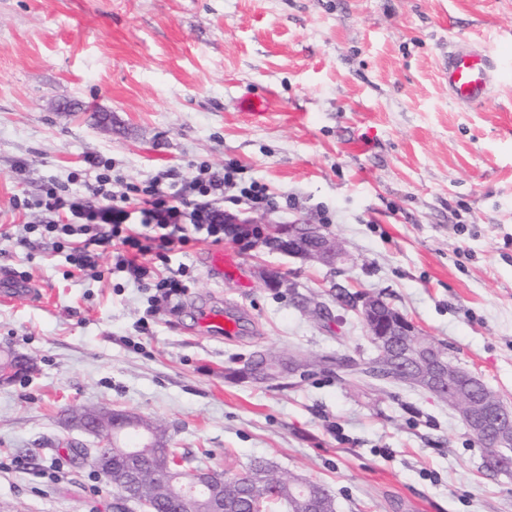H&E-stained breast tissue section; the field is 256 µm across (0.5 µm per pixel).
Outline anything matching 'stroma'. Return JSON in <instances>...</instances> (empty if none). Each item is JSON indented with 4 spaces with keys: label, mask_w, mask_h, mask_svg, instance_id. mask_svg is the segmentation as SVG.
<instances>
[{
    "label": "stroma",
    "mask_w": 512,
    "mask_h": 512,
    "mask_svg": "<svg viewBox=\"0 0 512 512\" xmlns=\"http://www.w3.org/2000/svg\"><path fill=\"white\" fill-rule=\"evenodd\" d=\"M512 59V0H0V266L34 302L0 296V348L30 360L0 385V512H115L79 449L75 409L119 408L210 469L262 459L330 487L336 512H512V475L448 404L314 370L271 389L239 378L254 351L368 357L348 304L382 296L512 405V73L482 105L448 93V44ZM116 194L162 174L235 168L219 206L314 224L328 266L261 247L215 276V244L173 251L186 295L150 312L119 276L71 273L18 208L93 159ZM264 185L267 199L241 191ZM247 333H203L201 306ZM147 331L128 345L137 321Z\"/></svg>",
    "instance_id": "1"
}]
</instances>
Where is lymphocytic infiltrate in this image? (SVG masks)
Listing matches in <instances>:
<instances>
[{
    "label": "lymphocytic infiltrate",
    "instance_id": "obj_1",
    "mask_svg": "<svg viewBox=\"0 0 512 512\" xmlns=\"http://www.w3.org/2000/svg\"><path fill=\"white\" fill-rule=\"evenodd\" d=\"M81 189L49 188L25 199L26 209L50 214L46 232L67 236L66 259L76 270L97 268L104 253H111L108 274L142 289L161 292L164 299L183 294L186 281L161 276L174 246L188 245L196 236L219 244L224 240V212L209 198L223 191L220 179H203L195 199H188L175 184L152 180L135 188L133 196L115 195L112 165L100 160Z\"/></svg>",
    "mask_w": 512,
    "mask_h": 512
}]
</instances>
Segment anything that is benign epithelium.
<instances>
[{
	"label": "benign epithelium",
	"instance_id": "1",
	"mask_svg": "<svg viewBox=\"0 0 512 512\" xmlns=\"http://www.w3.org/2000/svg\"><path fill=\"white\" fill-rule=\"evenodd\" d=\"M272 239L277 241L276 249L304 260L333 264L346 257L342 248L311 224L273 225L266 230L261 243L267 245ZM357 309L366 320L377 360L413 370L419 387L437 398H444L458 411L474 437L481 439L485 446L496 449L494 471L511 474L512 454L508 449L512 448V407L501 400L477 398L478 377L453 359L438 355L424 340L412 343L405 340V337L418 336L420 332L412 321L382 297L364 296ZM69 422L103 442L99 448H84L82 452L104 479L112 477V455L118 453L124 458L131 486L128 494L138 499L137 491L142 487L139 482L142 449L126 442L124 436L135 429L142 434L146 444L153 447V433L121 410L103 415L74 412L69 415ZM180 495L187 503L209 498L213 505L211 512H224V475L216 471H196L181 483Z\"/></svg>",
	"mask_w": 512,
	"mask_h": 512
}]
</instances>
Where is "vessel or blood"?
<instances>
[{
    "label": "vessel or blood",
    "instance_id": "vessel-or-blood-1",
    "mask_svg": "<svg viewBox=\"0 0 512 512\" xmlns=\"http://www.w3.org/2000/svg\"><path fill=\"white\" fill-rule=\"evenodd\" d=\"M500 71L495 57L482 48L463 42H452L448 47V92L460 106L481 104L489 99ZM200 326L217 337H233L239 332V323L223 310L207 308L200 316Z\"/></svg>",
    "mask_w": 512,
    "mask_h": 512
}]
</instances>
